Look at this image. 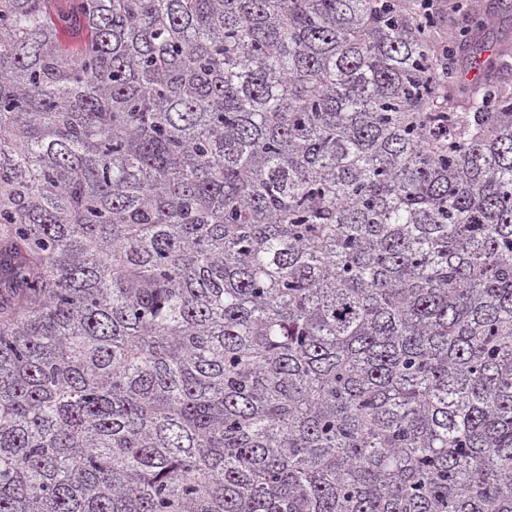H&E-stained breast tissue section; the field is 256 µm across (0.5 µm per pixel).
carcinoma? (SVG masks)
<instances>
[{
    "mask_svg": "<svg viewBox=\"0 0 512 512\" xmlns=\"http://www.w3.org/2000/svg\"><path fill=\"white\" fill-rule=\"evenodd\" d=\"M54 2L0 0V512H512L498 0Z\"/></svg>",
    "mask_w": 512,
    "mask_h": 512,
    "instance_id": "1",
    "label": "carcinoma"
}]
</instances>
